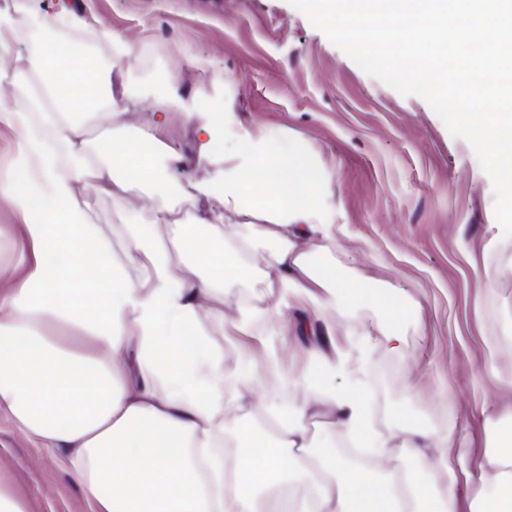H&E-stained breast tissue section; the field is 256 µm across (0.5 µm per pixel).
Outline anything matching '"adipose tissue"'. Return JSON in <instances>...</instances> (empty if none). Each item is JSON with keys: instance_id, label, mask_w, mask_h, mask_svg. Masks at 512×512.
Returning <instances> with one entry per match:
<instances>
[{"instance_id": "1", "label": "adipose tissue", "mask_w": 512, "mask_h": 512, "mask_svg": "<svg viewBox=\"0 0 512 512\" xmlns=\"http://www.w3.org/2000/svg\"><path fill=\"white\" fill-rule=\"evenodd\" d=\"M33 23L25 62L50 101L33 111L0 96V126L13 134L12 157L0 163V207L22 236L16 260L0 262V415L58 461L92 512H459L455 469L468 462L466 438L405 437L404 450L431 467L421 476L395 454V431L374 428L367 399L335 382L358 375L336 347V307L375 308L392 351L410 311L403 298L376 293L332 260L347 227L327 204L324 173L294 162L293 148L243 131L221 199L247 223L208 236L207 217L185 224L173 208L145 205L116 257L91 218V197H150L161 169L177 168L182 157L157 137L126 136V108L88 50L104 40L128 59L131 41L66 8ZM61 27L77 38L54 39ZM98 109L117 125L92 141L83 119ZM157 111L181 113L211 138L239 123L236 112L190 108L175 93ZM162 224L168 237L155 232ZM256 242L272 245L266 306L217 286L253 278L247 253ZM175 251L191 252L192 264L174 265ZM228 308L237 317H226ZM205 313L223 321L235 365L212 346ZM258 336L306 338V372L283 369L273 353L260 366L249 360L248 341ZM262 372L282 387H302L310 400L279 419L275 433L245 422L235 453L223 458L224 421L253 400ZM313 417L378 466L345 467L334 452L315 449L306 425ZM478 471L468 512H512V405L498 416Z\"/></svg>"}]
</instances>
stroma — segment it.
I'll return each instance as SVG.
<instances>
[{
	"label": "stroma",
	"mask_w": 512,
	"mask_h": 512,
	"mask_svg": "<svg viewBox=\"0 0 512 512\" xmlns=\"http://www.w3.org/2000/svg\"><path fill=\"white\" fill-rule=\"evenodd\" d=\"M92 10L135 43L131 59L111 57L92 44L112 88L129 111L130 137L159 134L182 156L168 173L160 204L191 222L210 212L215 228L238 223L218 196L191 186L224 180V157L235 154L236 130L209 141L197 126L171 113L154 128L156 101L170 89L212 112L231 109L241 127L269 133L273 144L297 147L328 174L337 223L347 225L333 258L371 288L402 289L420 307L407 320L399 352L385 347L384 321L369 306L337 309L336 334H361L367 347L361 386L378 430L452 432L468 437L473 462L458 473L460 505L477 480L475 466L489 444L485 412L512 395L492 368L512 367V242L495 237L494 193L469 144L452 137L429 104L403 97L358 65L287 0H67ZM95 223L111 226L112 247L123 256L126 208L91 200ZM502 349L489 363L486 343ZM260 400L228 417L225 438L240 421L290 415L306 401L302 390L278 392L270 380ZM0 476L28 512H90L73 481L41 455L18 429L0 420Z\"/></svg>",
	"instance_id": "1"
}]
</instances>
